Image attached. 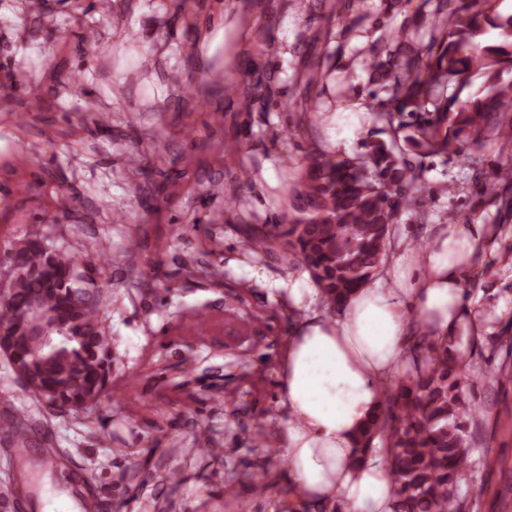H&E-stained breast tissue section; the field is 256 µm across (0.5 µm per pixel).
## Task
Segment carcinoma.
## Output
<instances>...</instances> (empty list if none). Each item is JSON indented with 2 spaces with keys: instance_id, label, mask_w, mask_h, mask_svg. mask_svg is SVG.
<instances>
[{
  "instance_id": "obj_1",
  "label": "carcinoma",
  "mask_w": 512,
  "mask_h": 512,
  "mask_svg": "<svg viewBox=\"0 0 512 512\" xmlns=\"http://www.w3.org/2000/svg\"><path fill=\"white\" fill-rule=\"evenodd\" d=\"M414 14L431 17L417 54L397 53L402 29L386 33L374 65V120L390 140H367L363 151L338 157L321 151L305 156L297 202L274 224H244L243 251L249 257L275 255L305 269L322 306L334 313L355 291L371 283L387 256L393 224L404 211L428 221L427 169L423 159L465 156L474 178L481 159L467 152L494 136L512 143V83L498 81L495 67L512 64V19L497 23L492 0H413ZM500 29V42L486 44V27ZM321 62L296 77L306 95L293 106L309 118L316 111L312 92L325 77ZM485 77L482 89L466 99L448 83ZM279 77L258 81L244 93V107L267 109ZM469 147H463V143ZM512 187V164L482 179L486 194ZM93 255L59 254L46 237L32 231L12 249L16 269L4 282L9 299L0 301V347L37 385L32 395L55 409H87L111 377L110 342L85 283ZM38 304L50 314L46 330L25 313ZM468 353L448 338H435L411 351L410 367L381 382L383 399L359 431L357 460L380 453L397 485L395 512H460L456 496L470 474L463 440L465 418L475 409L464 398ZM380 440L376 448L374 440Z\"/></svg>"
}]
</instances>
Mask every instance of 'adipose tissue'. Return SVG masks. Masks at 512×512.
Returning <instances> with one entry per match:
<instances>
[{"label": "adipose tissue", "mask_w": 512, "mask_h": 512, "mask_svg": "<svg viewBox=\"0 0 512 512\" xmlns=\"http://www.w3.org/2000/svg\"><path fill=\"white\" fill-rule=\"evenodd\" d=\"M491 238L479 222L441 228L422 254L385 268L388 287L366 286L334 316L315 313L293 327L280 391L297 498L339 501L346 512H394L396 484L378 459L358 462L357 433L382 400L380 379L414 340L488 333L481 312L463 304V280Z\"/></svg>", "instance_id": "ef3b65f1"}]
</instances>
